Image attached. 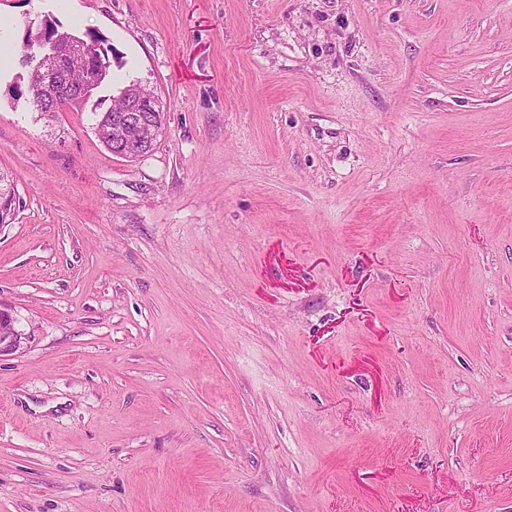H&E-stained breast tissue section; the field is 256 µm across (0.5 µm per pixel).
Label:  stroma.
I'll list each match as a JSON object with an SVG mask.
<instances>
[{
  "instance_id": "1",
  "label": "stroma",
  "mask_w": 512,
  "mask_h": 512,
  "mask_svg": "<svg viewBox=\"0 0 512 512\" xmlns=\"http://www.w3.org/2000/svg\"><path fill=\"white\" fill-rule=\"evenodd\" d=\"M0 16V512H512V0ZM45 19L110 62L51 120ZM132 82L131 162L95 123ZM151 100H144L142 97H131L128 99L126 107L120 111L123 112L118 114L112 119V112H103L97 118L96 131L102 144L112 152V129L115 131V141L113 146L115 147L116 156L127 159L128 157H135L137 155H143L144 146L148 142L146 132L153 133V139L157 132L156 121L160 124V129L164 127L165 112L159 100L156 99L153 104V117L151 114L152 109ZM7 175V173L3 172L0 169V226H4L5 224H11L15 218L16 211L19 209V198H17L15 189L9 180L7 188L4 191H1V174ZM8 189V190H7ZM18 332L14 326V318L8 309L0 305V354L16 347Z\"/></svg>"
}]
</instances>
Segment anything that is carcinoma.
I'll return each instance as SVG.
<instances>
[{"mask_svg":"<svg viewBox=\"0 0 512 512\" xmlns=\"http://www.w3.org/2000/svg\"><path fill=\"white\" fill-rule=\"evenodd\" d=\"M44 27L45 36L58 35L73 44L82 46L84 50V55L72 66V76L76 82L87 87L88 93L80 97L66 98L63 102L64 111L74 112L82 107L109 74L107 49L103 46V40L96 35L89 34L82 38L68 32H61L56 28L55 23L49 21L44 22ZM43 89L41 75L31 70L28 72L26 90H16L15 97L18 100H24L25 106L29 108L31 107L29 99L41 95ZM111 128L112 113L104 112L98 116L96 131L102 144L109 150L112 149ZM18 209L19 198L12 183L9 182L6 190H0V226L12 223Z\"/></svg>","mask_w":512,"mask_h":512,"instance_id":"1","label":"carcinoma"}]
</instances>
